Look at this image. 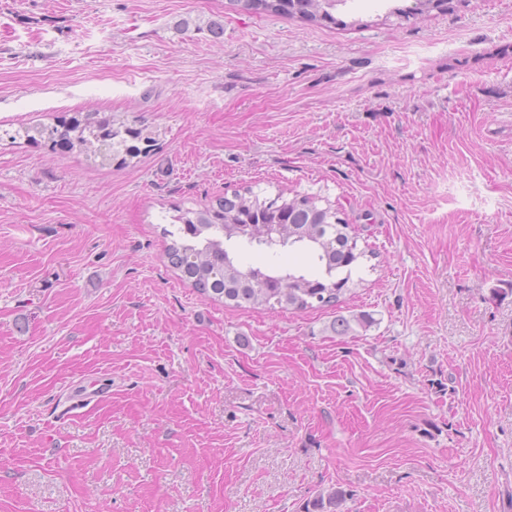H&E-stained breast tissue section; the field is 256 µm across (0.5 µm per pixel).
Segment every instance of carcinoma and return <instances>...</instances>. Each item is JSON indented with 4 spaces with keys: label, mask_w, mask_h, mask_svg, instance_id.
<instances>
[{
    "label": "carcinoma",
    "mask_w": 512,
    "mask_h": 512,
    "mask_svg": "<svg viewBox=\"0 0 512 512\" xmlns=\"http://www.w3.org/2000/svg\"><path fill=\"white\" fill-rule=\"evenodd\" d=\"M347 0H263L269 14L298 16L309 21L336 22L332 10ZM143 129L116 124L111 115L78 112L61 116L53 125L24 124L4 135L12 141L41 137L52 150L84 154L103 165L115 155L133 157L141 152L135 142ZM178 232L166 258L204 297L241 307L306 310L335 307L349 291L352 266L366 256L358 236L339 211L321 207L311 196L291 199L279 194L260 198L252 191L223 196L200 209L183 211ZM256 249L271 258L298 251L311 258L300 267L272 263L267 268L244 266L240 251ZM345 496L335 491L312 503V512H338Z\"/></svg>",
    "instance_id": "obj_1"
}]
</instances>
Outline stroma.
<instances>
[{
    "label": "stroma",
    "instance_id": "35a3bbf8",
    "mask_svg": "<svg viewBox=\"0 0 512 512\" xmlns=\"http://www.w3.org/2000/svg\"><path fill=\"white\" fill-rule=\"evenodd\" d=\"M335 17L0 0V127L160 132L105 168L0 139V512H512V0ZM248 188L344 213L340 306L178 278L175 211Z\"/></svg>",
    "mask_w": 512,
    "mask_h": 512
}]
</instances>
